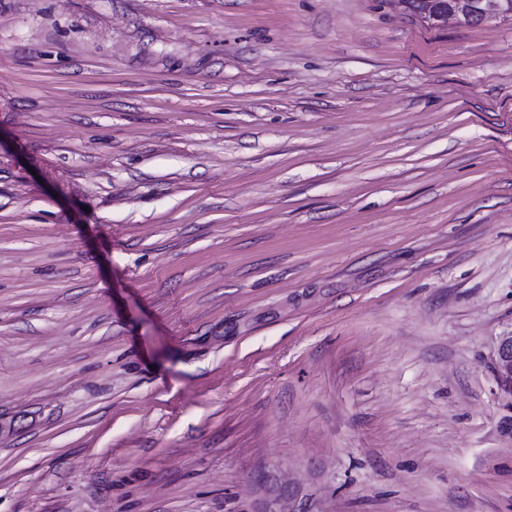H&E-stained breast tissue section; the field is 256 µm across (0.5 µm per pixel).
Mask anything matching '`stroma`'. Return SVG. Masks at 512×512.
Masks as SVG:
<instances>
[{"label":"stroma","mask_w":512,"mask_h":512,"mask_svg":"<svg viewBox=\"0 0 512 512\" xmlns=\"http://www.w3.org/2000/svg\"><path fill=\"white\" fill-rule=\"evenodd\" d=\"M512 22L0 0V512H512ZM492 368L504 391L512 399V330L499 336L492 357Z\"/></svg>","instance_id":"obj_1"}]
</instances>
